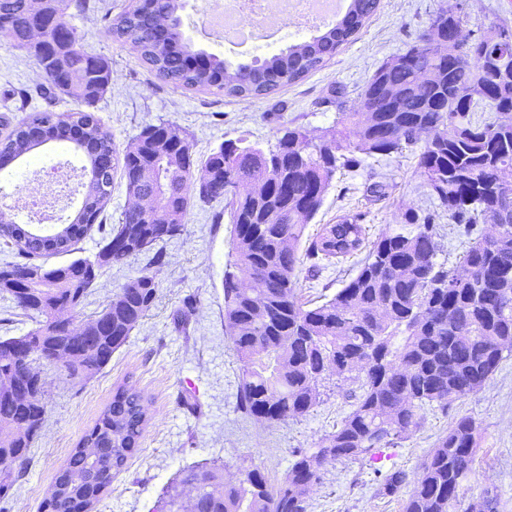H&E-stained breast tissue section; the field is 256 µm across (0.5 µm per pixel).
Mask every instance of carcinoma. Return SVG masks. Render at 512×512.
I'll return each mask as SVG.
<instances>
[{"label":"carcinoma","mask_w":512,"mask_h":512,"mask_svg":"<svg viewBox=\"0 0 512 512\" xmlns=\"http://www.w3.org/2000/svg\"><path fill=\"white\" fill-rule=\"evenodd\" d=\"M380 0H351L331 26L262 60L237 64L197 47L182 28V0H147L106 18L104 34L130 43L162 80L227 96H269L321 68L356 39ZM88 0H0V26L33 58L45 80L39 96L65 95L73 112L33 111L0 116V156L14 159L50 143L85 157L82 206L47 234L38 224L0 225L14 257L0 263V298L31 322L23 336H0V499L9 496L30 460L46 417L44 404L17 392L41 367L75 379L103 371L154 307L165 263L157 249L181 234L195 205L224 204L231 224V271L223 280L224 324L238 357V406L266 424L306 417L327 373L356 384L350 411L313 448L298 449L283 478L271 481L253 463L241 479L224 482V460L180 471L162 499L163 512H308L309 491L329 460L371 459L422 427L429 410L446 411L479 391L512 352V40L488 44L461 35L463 18L438 10L403 52L377 68L352 112L318 137L287 128L273 145L226 140L204 157L188 138L160 120L143 127L123 150L90 107L112 89V62L83 43L73 19ZM41 28L43 40L32 32ZM495 55L504 69L479 70L472 57ZM489 112L475 118L478 109ZM411 148L437 206L474 235L492 224L496 236L474 235L456 265L437 260L434 225L401 224L373 241L363 215L308 224L323 206L338 170L361 156H390ZM121 172L123 209L97 255L49 266L92 231L112 199ZM245 185L244 192L229 189ZM367 249L356 274L320 304L299 299L306 262L352 256ZM148 257L140 275L122 284L69 336L59 317L78 314L105 268ZM258 280L260 288L250 287ZM148 419L141 391L125 381L57 473V493L40 512H92L140 450ZM477 426L453 419L408 482L402 469L381 488L396 494L412 485L404 512H455L471 470Z\"/></svg>","instance_id":"cac0c4a2"}]
</instances>
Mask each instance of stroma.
I'll return each mask as SVG.
<instances>
[{
	"mask_svg": "<svg viewBox=\"0 0 512 512\" xmlns=\"http://www.w3.org/2000/svg\"><path fill=\"white\" fill-rule=\"evenodd\" d=\"M130 3L91 0V10L75 20L85 44L112 62V89L95 110L118 146H125L142 126L161 117L188 132L199 155L240 137L265 145L288 126L321 135L338 113L356 107L374 71L412 44L418 30L439 9L461 13L462 33L469 38L496 25L512 27V0H380L357 39L322 69L269 97L245 101L167 83L137 59L128 43L106 37L102 21L106 10L117 13ZM41 82L32 58L0 39V113L8 110L20 118L35 107L57 112L73 109L69 98L45 101L35 96ZM57 162L81 165L75 153L51 146L30 155L28 162L0 171V186L13 192L30 166ZM377 185L382 186V194L374 193ZM127 203L123 184H115L112 199L99 217V228L80 243L81 257L98 253ZM216 210L213 204L195 206L183 234L163 245L167 258L155 270L160 284L156 305L103 372L79 381L47 369V419L25 475L16 482L12 499L0 505V512H38L72 448L111 398L113 386L123 381L144 393L149 423L140 452L113 479L96 512H156L179 470L215 457L226 464L225 480L237 479L243 458L263 465L271 479H281L293 452L312 447L350 410L354 385L340 381L309 415L297 421L269 426L241 412L237 393L243 363L224 327L222 280L229 261L230 226L213 222ZM409 210L431 214L438 259L446 266L455 265L469 238L463 225L449 221L447 213L435 206L408 150L366 157L356 168L338 171L308 231L316 233L320 225L359 211L365 214L368 234L374 239L401 223ZM358 265V257L353 256L318 275L302 273L303 301L320 302L333 295ZM144 267V259L138 258L106 270L76 322L98 310ZM189 295L195 299L192 310L175 320L176 310ZM461 415L471 417L478 426V449L460 492L461 503L488 493L497 501V512H512V353L505 354L481 390L448 413H427L419 431L396 447L383 449L375 460L328 462L321 484L310 494V512H404L406 492H380L378 472L401 468L416 476L451 419Z\"/></svg>",
	"mask_w": 512,
	"mask_h": 512,
	"instance_id": "obj_1",
	"label": "stroma"
}]
</instances>
